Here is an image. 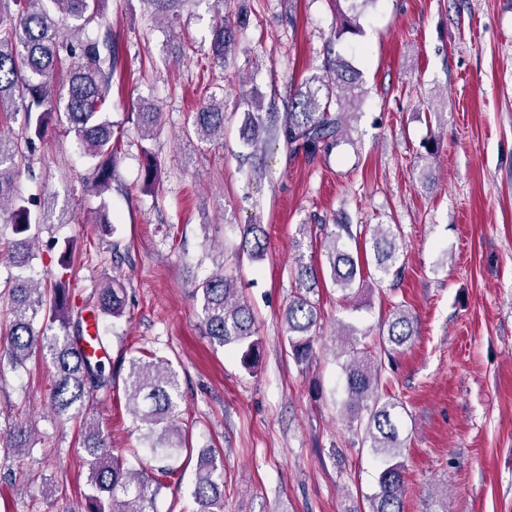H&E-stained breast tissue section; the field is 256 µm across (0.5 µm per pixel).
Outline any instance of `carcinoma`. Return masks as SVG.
<instances>
[{"label":"carcinoma","instance_id":"obj_1","mask_svg":"<svg viewBox=\"0 0 512 512\" xmlns=\"http://www.w3.org/2000/svg\"><path fill=\"white\" fill-rule=\"evenodd\" d=\"M108 0H0V125L16 116L4 107L18 99L24 103L21 137L0 133V214L8 212L13 231L19 235L12 243L10 256L19 267L33 256L29 234L32 225L46 221L42 209L35 210L37 197L20 195L15 186L19 160L43 141L53 122H64L83 153L95 160L92 190L104 195L110 187L117 159V141L113 139L108 103L112 79L120 65V52L112 36V19L105 5ZM158 16L174 17L184 0H148ZM379 0H330L339 27L336 37L360 31L359 19L375 8ZM86 33L75 43L62 36L69 22ZM238 21L223 11L221 0L213 5L210 52L225 63L236 53ZM363 96L359 73L341 56H326L318 72L291 87L288 112L279 118L264 111L263 95L254 91L243 97L237 108L243 109L239 129L243 146L257 153L266 139L283 140L289 153L307 156L321 147L328 148L347 136L341 109L344 101L357 102ZM138 131L144 139H155L162 127V112L153 103L138 107ZM224 101L211 97L192 114L191 127L202 140L224 138ZM399 234L376 225L372 234L338 224L326 235L323 245L326 267L297 262L296 291L285 312L290 354L298 363L309 362L315 354L316 330L320 321L317 303L310 298L325 278L345 293L364 283L363 265L374 263L379 279L398 271L403 257ZM370 243L372 256L361 259L348 250L349 240ZM239 250L250 260L263 259L267 250L266 231L260 224H244L240 230ZM195 297L210 340L221 347L243 348L241 360L248 370L259 358V340L255 339V316L241 301L235 278L215 272L198 284ZM7 315L9 363L23 369L33 356L50 362L54 381L50 392V410L57 420L82 415V447L91 458L85 512H152L155 494L148 492L144 475L127 467L121 456L112 453L96 419L90 415L97 391L112 385L105 363L89 359L79 347L74 320L75 293L70 279L62 275L44 285L25 280L3 297ZM126 292L114 278L99 289L96 308L103 316L123 315ZM417 334L414 317L398 305L389 314L380 334L388 356L403 352ZM344 365L348 399L344 409L349 422L362 429L364 441L382 458L385 467L379 474V489L370 498L368 512H403L404 463L399 461L404 441L399 402L379 394L381 363L372 350L347 342ZM125 391L134 421L147 427L145 438L154 459L167 462L158 472L174 473L173 462L184 451L188 438L179 424V383L169 361L133 357L125 382ZM33 426L17 423L0 438V444L19 454L32 448ZM220 452L204 448L199 452L192 492L194 512H220L224 506V482L218 475Z\"/></svg>","mask_w":512,"mask_h":512}]
</instances>
